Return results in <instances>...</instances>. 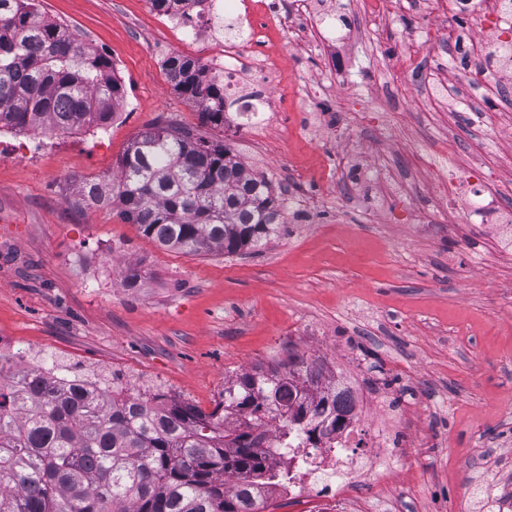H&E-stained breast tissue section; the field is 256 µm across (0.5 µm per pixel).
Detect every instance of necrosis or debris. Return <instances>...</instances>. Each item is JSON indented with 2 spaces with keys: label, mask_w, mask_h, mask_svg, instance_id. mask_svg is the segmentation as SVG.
Listing matches in <instances>:
<instances>
[{
  "label": "necrosis or debris",
  "mask_w": 512,
  "mask_h": 512,
  "mask_svg": "<svg viewBox=\"0 0 512 512\" xmlns=\"http://www.w3.org/2000/svg\"><path fill=\"white\" fill-rule=\"evenodd\" d=\"M311 2L293 0L287 6L283 0H261L257 6L260 23L232 41L222 34L223 0H184L175 23L178 46L185 52L207 50L204 76L223 82L224 96L233 102L242 125L266 122L270 103L263 82L274 77L278 68L277 59L268 55L256 65L245 64L242 52L265 43L271 33L287 29L289 13H307ZM29 369L50 376L67 389L86 391L99 386L98 380L60 371L31 356L10 359L0 366V374L13 376ZM334 385L353 404L347 428L333 434L323 447L305 448L299 432L278 418L269 427V451L273 460L288 471L289 497L308 506L310 512H368L367 501L357 489L369 475L386 470L388 463L381 452L361 450L359 435L365 415L356 404V386L350 372L337 370Z\"/></svg>",
  "instance_id": "1"
}]
</instances>
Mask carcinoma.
Listing matches in <instances>:
<instances>
[{
  "label": "carcinoma",
  "instance_id": "cac0c4a2",
  "mask_svg": "<svg viewBox=\"0 0 512 512\" xmlns=\"http://www.w3.org/2000/svg\"><path fill=\"white\" fill-rule=\"evenodd\" d=\"M38 13L37 0H0V129L108 126L124 97L112 62L61 25L34 21ZM166 74L203 121L224 126V86L183 57L169 58ZM118 168L112 183H78L74 202L118 204L161 247L232 254L264 246L283 224L268 180L221 142L151 128ZM272 409L307 448L341 429L346 413L319 359L298 354L284 372L240 374L209 413L159 391H64L35 372L0 381V512H263L254 489L288 482L264 447Z\"/></svg>",
  "mask_w": 512,
  "mask_h": 512
}]
</instances>
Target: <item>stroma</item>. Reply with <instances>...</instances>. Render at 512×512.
<instances>
[{
  "mask_svg": "<svg viewBox=\"0 0 512 512\" xmlns=\"http://www.w3.org/2000/svg\"><path fill=\"white\" fill-rule=\"evenodd\" d=\"M44 20L106 55L125 95L103 130L0 132V338L57 356L130 393L160 390L211 412L226 386L291 354L354 370L371 421L396 408L415 447L393 443L399 512H472L467 483L497 468L512 492V236L461 217L512 206V74L474 84L486 31L450 0H319L270 51L275 117L202 123L164 69L177 42L145 0H41ZM448 103L429 102L432 82ZM219 141L275 196L288 231L256 252L166 250L116 207L68 198L112 181L146 128ZM483 168L481 187L465 174ZM136 287H127V274Z\"/></svg>",
  "mask_w": 512,
  "mask_h": 512,
  "instance_id": "35a3bbf8",
  "label": "stroma"
}]
</instances>
